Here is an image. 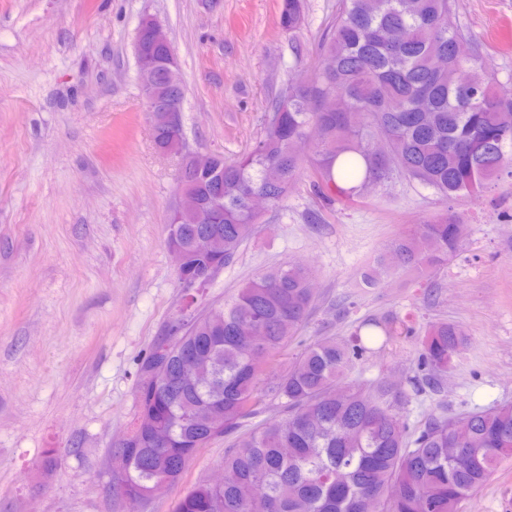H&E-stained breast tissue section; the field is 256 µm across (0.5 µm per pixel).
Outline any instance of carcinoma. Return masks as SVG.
<instances>
[{"label":"carcinoma","mask_w":512,"mask_h":512,"mask_svg":"<svg viewBox=\"0 0 512 512\" xmlns=\"http://www.w3.org/2000/svg\"><path fill=\"white\" fill-rule=\"evenodd\" d=\"M302 23V0H281L280 29L291 34ZM460 41L471 44L464 59L456 56ZM320 50L332 65L285 89L248 154L232 163L217 155L216 166L200 172L182 156L179 181L192 188L198 211L171 218L167 243L186 253L189 266L231 264L260 223L250 197L283 207L307 167L319 198L357 202L369 186L393 179L432 189L445 209L420 234L391 245L364 276L371 287L378 274L421 270L454 253L465 224L450 204L477 202L512 177V102L498 98V71L479 38L460 26L455 0H338ZM135 52L145 104L160 111L178 101L165 50L139 33ZM152 138L165 147L183 133L155 125ZM311 281L308 267L290 262L245 282L221 305L168 321L137 364L139 409L127 444L114 448L127 458L123 492L147 497L158 469L175 486L200 449L234 435L224 488L201 480L176 512H458L512 458V404L458 419L442 412L412 427L395 410L410 396L384 382H345L375 346L415 335L411 313L364 320L348 339L318 337L278 368L306 322ZM256 324L264 331L259 344L245 337ZM419 343L414 395L437 394L467 337L437 321ZM185 353L196 356L201 376H183ZM152 373L162 381L147 388ZM268 397L280 401L281 414L241 432ZM212 400L223 405L218 430L196 413ZM160 424L163 442L153 435Z\"/></svg>","instance_id":"carcinoma-1"}]
</instances>
